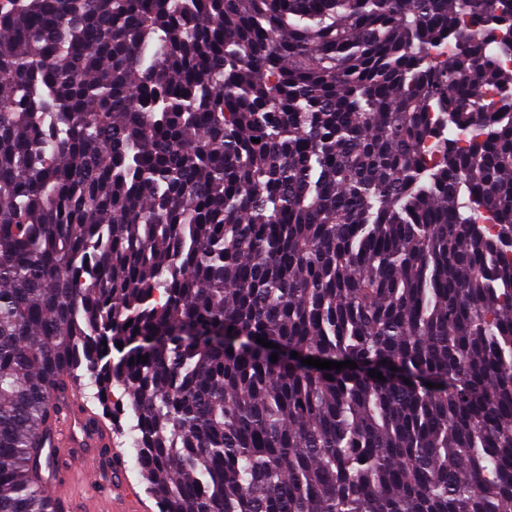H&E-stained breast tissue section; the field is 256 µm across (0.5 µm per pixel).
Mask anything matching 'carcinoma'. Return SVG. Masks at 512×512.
<instances>
[{"mask_svg": "<svg viewBox=\"0 0 512 512\" xmlns=\"http://www.w3.org/2000/svg\"><path fill=\"white\" fill-rule=\"evenodd\" d=\"M507 57L512 0H0V512L87 384L161 512H512Z\"/></svg>", "mask_w": 512, "mask_h": 512, "instance_id": "cac0c4a2", "label": "carcinoma"}]
</instances>
